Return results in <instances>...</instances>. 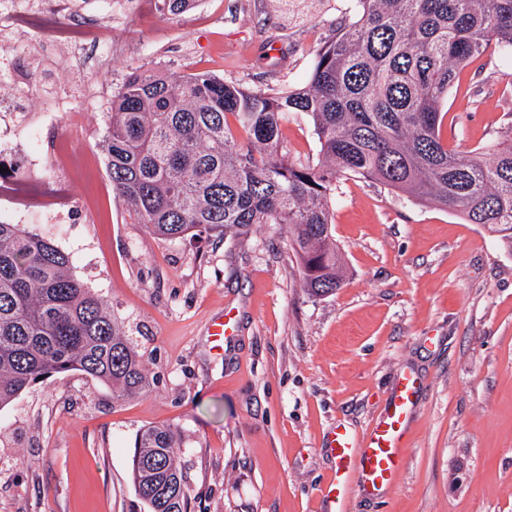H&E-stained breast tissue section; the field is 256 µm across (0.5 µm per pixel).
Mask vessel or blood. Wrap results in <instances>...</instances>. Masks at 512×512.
Returning <instances> with one entry per match:
<instances>
[{
	"label": "vessel or blood",
	"mask_w": 512,
	"mask_h": 512,
	"mask_svg": "<svg viewBox=\"0 0 512 512\" xmlns=\"http://www.w3.org/2000/svg\"><path fill=\"white\" fill-rule=\"evenodd\" d=\"M420 387L418 376L402 373L384 412L362 438H351L344 428L336 429L328 444L336 470L321 490L327 512H337L350 482H358L367 495L378 494L395 484L405 459L406 432Z\"/></svg>",
	"instance_id": "1"
}]
</instances>
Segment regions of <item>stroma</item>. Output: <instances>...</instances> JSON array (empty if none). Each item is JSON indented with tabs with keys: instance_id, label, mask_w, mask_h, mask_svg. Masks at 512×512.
<instances>
[{
	"instance_id": "35a3bbf8",
	"label": "stroma",
	"mask_w": 512,
	"mask_h": 512,
	"mask_svg": "<svg viewBox=\"0 0 512 512\" xmlns=\"http://www.w3.org/2000/svg\"><path fill=\"white\" fill-rule=\"evenodd\" d=\"M349 0L320 15L268 14L265 0H196L172 14L160 0H74L112 24V48L73 80L48 33L11 46L18 68L39 67L28 93L41 148L65 147L71 167L38 180L64 186L65 209L40 230L120 316L150 388L113 395L78 371L49 378L0 409V512H147L131 458L141 429L179 433L189 512H324L325 451L344 426L361 437L397 376L423 384L397 484L367 497L349 487L343 512H512V254L459 215L350 176L332 201L345 278L315 298L279 224L165 240L113 197L102 140L106 103L135 70L208 72L252 90L304 84L317 49ZM73 95V127L53 102ZM443 137L469 151L512 126V58L475 59L451 88ZM284 153L315 162L305 115L282 125ZM237 313V336L215 349L209 325Z\"/></svg>"
}]
</instances>
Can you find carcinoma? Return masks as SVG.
<instances>
[{"mask_svg": "<svg viewBox=\"0 0 512 512\" xmlns=\"http://www.w3.org/2000/svg\"><path fill=\"white\" fill-rule=\"evenodd\" d=\"M303 86L254 91L208 73L134 71L112 95L103 149L112 193L163 239L285 224L305 290L334 293L344 267L331 200L347 176L460 214L512 253V127L461 152L442 108L471 60L512 55V0H351ZM310 120L314 164L286 160L281 124ZM74 370L118 396L150 387L122 320L73 273L69 253L0 222V407ZM177 430H142L132 477L148 512H187Z\"/></svg>", "mask_w": 512, "mask_h": 512, "instance_id": "1", "label": "carcinoma"}]
</instances>
